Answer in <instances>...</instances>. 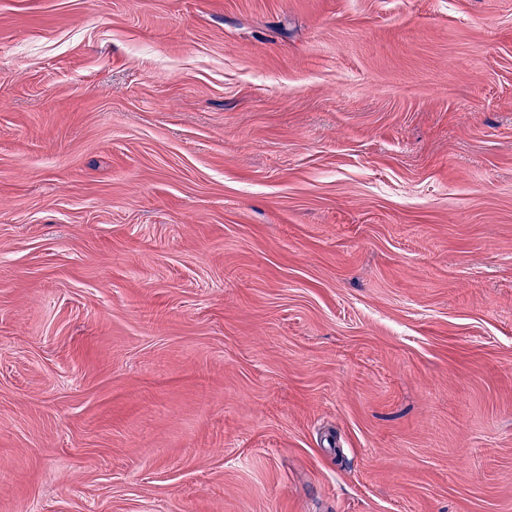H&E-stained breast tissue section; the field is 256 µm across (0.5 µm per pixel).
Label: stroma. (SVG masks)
Instances as JSON below:
<instances>
[{"instance_id": "obj_1", "label": "stroma", "mask_w": 512, "mask_h": 512, "mask_svg": "<svg viewBox=\"0 0 512 512\" xmlns=\"http://www.w3.org/2000/svg\"><path fill=\"white\" fill-rule=\"evenodd\" d=\"M0 512H512V0H0Z\"/></svg>"}]
</instances>
